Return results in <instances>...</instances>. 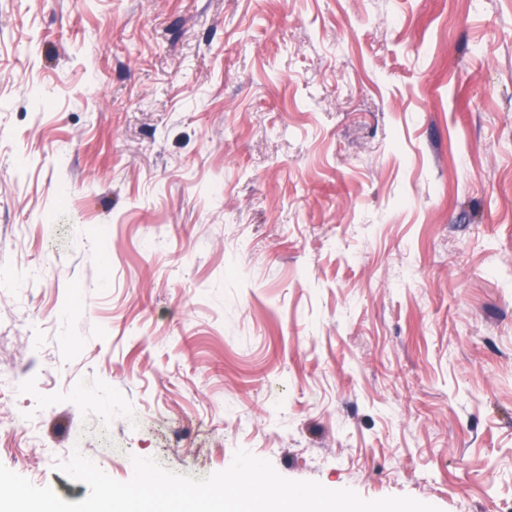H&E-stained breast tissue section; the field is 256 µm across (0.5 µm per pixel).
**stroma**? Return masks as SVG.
Segmentation results:
<instances>
[{
  "mask_svg": "<svg viewBox=\"0 0 512 512\" xmlns=\"http://www.w3.org/2000/svg\"><path fill=\"white\" fill-rule=\"evenodd\" d=\"M1 277L65 501L242 449L512 512V0H0Z\"/></svg>",
  "mask_w": 512,
  "mask_h": 512,
  "instance_id": "1",
  "label": "stroma"
}]
</instances>
